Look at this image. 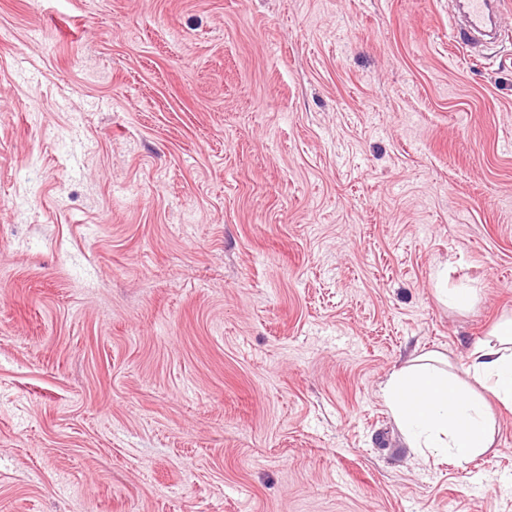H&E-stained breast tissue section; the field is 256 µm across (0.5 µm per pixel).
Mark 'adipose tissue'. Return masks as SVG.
Segmentation results:
<instances>
[{"instance_id": "obj_1", "label": "adipose tissue", "mask_w": 512, "mask_h": 512, "mask_svg": "<svg viewBox=\"0 0 512 512\" xmlns=\"http://www.w3.org/2000/svg\"><path fill=\"white\" fill-rule=\"evenodd\" d=\"M492 334L493 341L471 351L468 380H460L430 353L392 375L385 398L408 447L463 463L491 445L494 422L486 395L512 408V316Z\"/></svg>"}]
</instances>
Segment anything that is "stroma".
<instances>
[{
    "label": "stroma",
    "instance_id": "1",
    "mask_svg": "<svg viewBox=\"0 0 512 512\" xmlns=\"http://www.w3.org/2000/svg\"><path fill=\"white\" fill-rule=\"evenodd\" d=\"M451 26L0 0V512H512V411L460 465L383 396L512 314V0ZM458 22L453 25V39L467 48L479 44L487 32L497 40L500 37L498 16L501 7L500 0H456Z\"/></svg>",
    "mask_w": 512,
    "mask_h": 512
}]
</instances>
